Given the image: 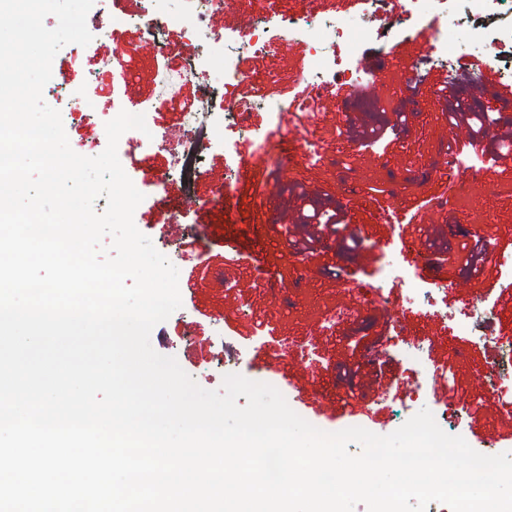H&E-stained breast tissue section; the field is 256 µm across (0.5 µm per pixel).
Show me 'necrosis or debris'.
Returning a JSON list of instances; mask_svg holds the SVG:
<instances>
[{"label":"necrosis or debris","instance_id":"1","mask_svg":"<svg viewBox=\"0 0 512 512\" xmlns=\"http://www.w3.org/2000/svg\"><path fill=\"white\" fill-rule=\"evenodd\" d=\"M189 15L180 17L189 39L196 43V51L188 63V74L207 71L216 63L224 65V95L214 99L204 94L196 107L186 111L179 131L180 143L172 155L170 167L165 174L154 176L158 192H167L171 183H178L182 191H189L200 178L201 158L204 150L220 141L221 133L209 118L217 111H224L233 119L234 125L247 126L252 113L263 111L273 123H281L285 117L284 107L269 103L261 87L252 85L238 67L237 51L255 55L268 53L272 46L270 33L278 27L277 15L266 14L253 18L247 26L223 32L213 28L211 19L218 13L240 10L241 0H191ZM464 10L466 15L477 20L475 33L485 56L495 62L501 61L506 44H512V27L496 31L481 26V19L510 13L512 0H405L399 16L400 24L419 27L430 43L431 52L438 57L448 55V17ZM367 26L357 27L342 18L321 17L317 9H310L306 17L288 31L292 42H304L309 59L308 68L300 75L308 87V95L299 108L304 112L314 111L319 94L338 79L349 85L360 86L369 81L366 71L355 53L357 42L370 32L369 25L378 18L372 9L366 12ZM448 320L452 328L464 330L476 336L479 342L494 349L491 382L486 395L500 399L512 394V347L501 346L495 335L492 318L474 321L467 308L450 311Z\"/></svg>","mask_w":512,"mask_h":512}]
</instances>
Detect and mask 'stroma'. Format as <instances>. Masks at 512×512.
Here are the masks:
<instances>
[{
	"label": "stroma",
	"instance_id": "obj_1",
	"mask_svg": "<svg viewBox=\"0 0 512 512\" xmlns=\"http://www.w3.org/2000/svg\"><path fill=\"white\" fill-rule=\"evenodd\" d=\"M276 6L284 17L305 15L318 6L322 16L352 20L364 8L350 0H245L246 12L264 14ZM142 0H94L88 13L97 23L119 21L116 36L94 35L87 46L68 44L56 55L52 70L69 92L93 106L90 117L71 114L67 94L45 95L60 111L72 149L85 156L107 145L105 124L132 103H144L149 131L177 132L185 110L194 107L205 86L220 85L223 67L184 82L175 105L155 106L156 71H182L187 58L185 33L163 25L153 43H146L131 17L141 14ZM448 62L432 61L426 39L409 28H387L381 38L358 43L356 54L371 75L370 88L343 87L336 97L322 98L316 116L289 110L281 125L258 113L251 129L224 126L225 139L237 142L244 159L222 147L207 151L196 193L199 203L184 212L178 224L164 222L175 209L177 185L158 196L149 179L166 169L171 155L148 148L136 131L125 132L118 157L126 174L143 194L134 223L158 252L174 259L179 271L182 305L152 330L150 342L161 355L174 357L206 390L221 389L225 375L237 373L277 388L289 406L326 432L362 427L379 435L394 432L421 408L437 411L424 380L425 394L410 399L405 390L389 389L390 378L405 380L411 366L390 349L396 333L387 303L367 287L383 282L387 302L404 296L407 282L419 286L448 285L449 307L484 295L497 336L512 343V288L502 287L500 258L512 255V155L502 148L512 132V102L496 101L485 88L460 91L480 69L496 84L512 86V75L488 67L473 29L457 13L448 18ZM139 47L129 56L128 47ZM427 73L424 85H405L407 68ZM308 66L302 47H289L285 31H275L270 56L244 55L239 67L265 88L272 101H292L301 88L298 76ZM456 84H447V77ZM377 93V107L386 125L366 126L356 97ZM474 105L493 122L491 137L480 138L475 153H462L452 139L448 109ZM342 128L340 139L330 138ZM302 132L317 152L303 156L294 132ZM271 135L290 156L286 172L271 170L262 156L249 155L255 135ZM230 181L223 204L212 203L218 185ZM467 196H460L462 184ZM418 231L429 269L408 263L401 244L405 229ZM488 236L487 255L464 267L462 244L477 234ZM391 253L403 276L382 280L379 254ZM287 291L273 296L269 285ZM404 335L430 340L427 365L446 366L458 395L452 405L461 413L459 434L477 452L493 456L512 447V404L486 396L482 373L490 363L484 344L451 330L447 320L410 307L403 314ZM307 347V371L284 359L279 373L260 368L257 353L274 352L281 344ZM334 402L336 417L318 416L320 404Z\"/></svg>",
	"mask_w": 512,
	"mask_h": 512
}]
</instances>
